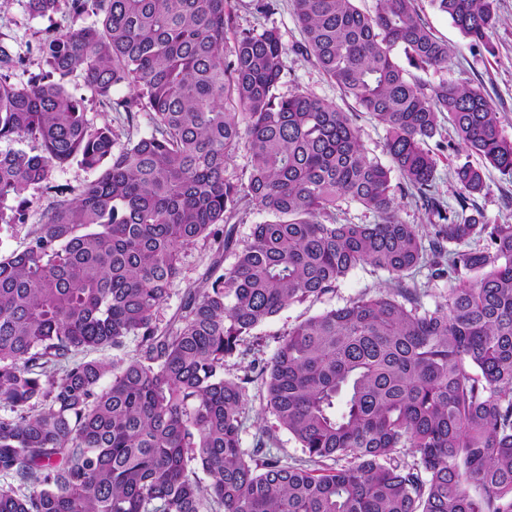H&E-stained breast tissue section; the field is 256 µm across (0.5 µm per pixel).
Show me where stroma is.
I'll return each instance as SVG.
<instances>
[{"mask_svg":"<svg viewBox=\"0 0 512 512\" xmlns=\"http://www.w3.org/2000/svg\"><path fill=\"white\" fill-rule=\"evenodd\" d=\"M499 24L490 41L491 51L475 52L470 42L453 26L447 15L424 9L423 16L434 34L448 43V80L481 87L495 102L502 132L512 138V0H497ZM235 24L240 28L253 26L277 27L284 43L290 46L288 74L284 91L297 88L314 93L326 101L349 109V102L341 100L335 86L326 81L318 68L305 56L294 53L293 48L303 40L302 32L293 15L290 0H276L274 11L268 16L257 15L252 0H236ZM70 24L66 11L42 18H33L25 10L24 0H8L0 8V33L15 37L19 45L37 44L46 33L63 31ZM86 118L93 126L109 125L119 130L123 137L133 140L149 136L153 126L146 113H139L133 123H126L123 114L98 104L89 105ZM487 192L476 203L484 219L490 224H512V179L493 168H486ZM28 217L25 223L0 228V254L24 248L36 224L42 222L53 197L43 191H28ZM216 252L213 240H201L181 252L182 275L172 286L168 297L159 305L155 322L166 327L177 315L188 288L202 286V276ZM386 272L369 265L357 267L339 281L333 292L317 300L290 305L279 315L257 328L247 342L250 358L231 357L224 362V375L229 379L243 377L249 371L251 358L270 360L288 329L304 318L331 308L345 306L363 295H373L394 288ZM274 436V453L282 463L298 465L305 454L294 437L280 425L267 409L265 393L260 382L248 384L244 405L241 446L252 450L262 431Z\"/></svg>","mask_w":512,"mask_h":512,"instance_id":"stroma-1","label":"stroma"}]
</instances>
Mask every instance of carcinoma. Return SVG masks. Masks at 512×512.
<instances>
[{
	"mask_svg": "<svg viewBox=\"0 0 512 512\" xmlns=\"http://www.w3.org/2000/svg\"><path fill=\"white\" fill-rule=\"evenodd\" d=\"M62 2L72 26L35 48L0 34V142L37 149H0V224L24 222L26 191L53 193L28 244L0 254V477L27 486H1L0 512H512V224L482 221L485 172L469 161L453 181L472 214L448 212L428 148L446 118L455 137L438 150L475 153L512 178V139L480 87L410 72L448 67V44L417 0L372 10L291 0L304 35L295 51L352 112L281 92L279 29L236 27L232 0L25 8L41 17ZM428 2L491 48L495 0ZM34 51L44 72L15 81ZM75 74L91 98L70 90ZM119 84L133 94L113 99ZM90 100L129 120L148 113L153 132L119 144L112 128L88 123ZM361 113L384 128L390 164L363 148ZM241 150L247 165L226 176ZM73 162L98 171L75 196L50 184ZM395 174L435 218L432 236L398 216ZM344 203L374 222H337ZM243 207L268 220L240 245L230 221ZM209 237L218 247L207 285L158 329L181 250ZM228 250L236 261L223 270ZM364 264L399 287L302 320L252 366L308 461L347 465L283 464L262 437L245 452L253 377L224 378L225 359L248 355L253 330ZM421 269L454 283L432 308L401 287ZM131 337L138 350L126 362L80 358Z\"/></svg>",
	"mask_w": 512,
	"mask_h": 512,
	"instance_id": "obj_1",
	"label": "carcinoma"
}]
</instances>
